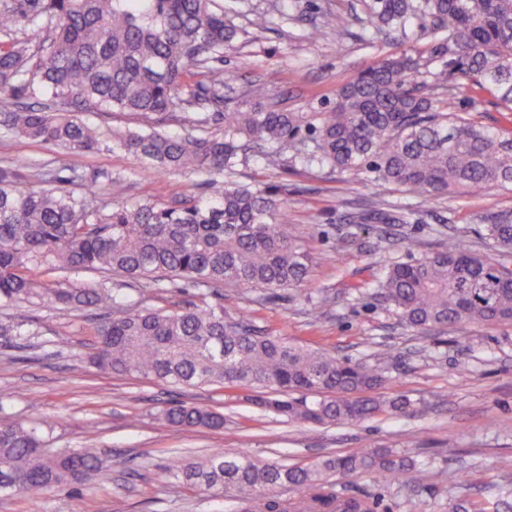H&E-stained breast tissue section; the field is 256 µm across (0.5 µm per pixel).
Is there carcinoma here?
<instances>
[{
	"label": "carcinoma",
	"instance_id": "cac0c4a2",
	"mask_svg": "<svg viewBox=\"0 0 512 512\" xmlns=\"http://www.w3.org/2000/svg\"><path fill=\"white\" fill-rule=\"evenodd\" d=\"M429 22L424 58L384 57L342 83L319 112H291L254 88L224 94V50L237 29L223 0H0V93L26 102L0 110V136L48 144V163L21 161L0 169V304L35 302L99 311L90 360L115 375L171 387L261 389L255 403L289 421L359 423L389 410L422 413L425 402L376 392L384 373L274 335L226 313L225 285L258 288L278 298L304 286L315 260L288 224V184L251 188L218 180L239 152L253 147L272 166L293 150L309 163L367 170L374 179L436 199L458 189L512 190V127H484L465 112H447L448 83L464 77L487 93L512 124V0H365L373 34ZM199 80L183 81L188 69ZM128 112L145 127L102 138L72 115ZM224 128L208 131L209 112ZM171 122L187 125L171 133ZM138 158L148 171L212 176V196L175 205L105 201L104 188L84 177V159L100 147ZM43 184L25 187L23 179ZM362 222H405L374 211ZM481 236L493 254L450 237L431 255L389 265L379 295L420 332L457 323H512V218L495 216ZM42 269L56 275L43 283ZM130 280L167 277L214 297L169 311L131 307L102 283L75 288L78 272ZM164 421L179 429L224 427L206 408L173 403ZM42 429L0 424V492L36 496L83 484L101 469L91 448L48 453ZM409 456L386 448L330 456L311 467L260 461L222 450L199 462L177 460L169 477L205 491L231 494L238 512H373L346 497L333 477L373 475L413 480ZM289 485L296 495L274 489Z\"/></svg>",
	"mask_w": 512,
	"mask_h": 512
}]
</instances>
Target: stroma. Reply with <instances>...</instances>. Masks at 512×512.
<instances>
[{"mask_svg":"<svg viewBox=\"0 0 512 512\" xmlns=\"http://www.w3.org/2000/svg\"><path fill=\"white\" fill-rule=\"evenodd\" d=\"M239 37L224 52V77L236 92L262 87L273 101L295 112H315L321 101L374 60L425 52V22L406 32L364 39L363 0H224ZM343 14L342 34L328 31L323 14ZM265 16V27L255 20ZM450 112H467L481 125L502 117L485 94L457 79L445 96ZM86 174L112 187L113 199L174 203L211 196L203 173L155 176L123 151L88 155ZM239 184L287 183L288 222L303 247L316 257L306 290L267 298L260 289L223 288L225 310L294 342L382 369L380 394L427 402L409 417L381 413L359 424L286 422L263 411L252 390L213 386L174 388L150 379L118 377L92 365L96 311L28 304L0 309V320L26 325V336H0V423L46 422V447H96L103 467L77 489H51L31 497L0 493V512H71L81 497L84 512H233L218 491L193 490L169 479L176 458L203 459L224 450L248 451L263 461L303 466L362 448H390L416 459L417 482L385 481L368 475L340 480L348 494H364L375 512H449L462 501L495 503L512 512V324L460 323L418 333L406 327L378 296L376 282L396 261L422 257L448 237L471 242L487 216L512 214V192L490 188L438 200L415 196L373 179L364 171L306 165L288 157L267 166L256 154L239 158L225 175ZM404 206V224H360L359 214ZM412 239L414 249L404 247ZM125 304L148 298L178 310L201 303L200 292L168 279L152 282L112 277ZM207 407L222 414L220 430L178 431L160 419L171 403ZM461 480L448 485L447 472Z\"/></svg>","mask_w":512,"mask_h":512,"instance_id":"obj_1","label":"stroma"}]
</instances>
